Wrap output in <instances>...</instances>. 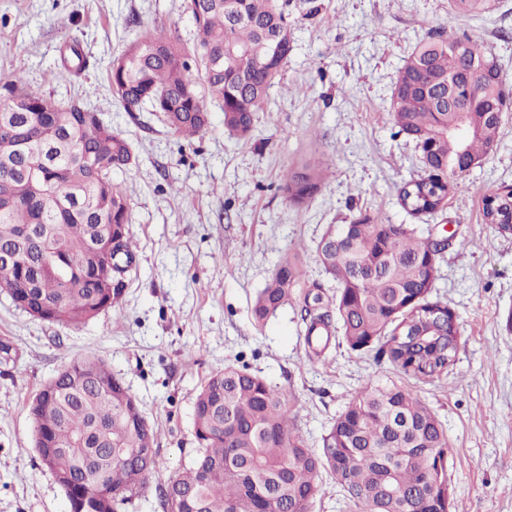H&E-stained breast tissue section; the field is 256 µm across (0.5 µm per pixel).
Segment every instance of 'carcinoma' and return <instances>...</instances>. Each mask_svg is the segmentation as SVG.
I'll list each match as a JSON object with an SVG mask.
<instances>
[{
  "label": "carcinoma",
  "mask_w": 512,
  "mask_h": 512,
  "mask_svg": "<svg viewBox=\"0 0 512 512\" xmlns=\"http://www.w3.org/2000/svg\"><path fill=\"white\" fill-rule=\"evenodd\" d=\"M290 0H185L195 28L192 44L147 29L112 57L108 84L127 112L148 106L175 133L200 138L211 127L209 106L224 131L239 140L254 133L270 88L294 49ZM455 13L481 15L490 0H448ZM467 37L437 31L418 43L392 87L398 133L415 142L424 176L445 197L450 176L470 171L497 145L500 122L486 107L512 110V87L497 60L482 81L462 94L456 79L472 67ZM61 65L82 74L90 66L78 43ZM468 108L474 132L454 130ZM0 293L30 316L65 326L85 324L119 305L124 274L136 244L128 225L130 203L112 171L135 161L130 144L81 99L58 101L16 77L0 81ZM324 169L302 161L282 175L289 202L306 204ZM495 231L512 225V185L482 195ZM324 274L337 284L322 295L314 284L303 297L308 347L331 340L336 319L341 342L353 352L388 356L405 376L429 380L448 373L434 334L406 344L398 329L414 328V309L431 300L443 249L410 224H388L360 211L331 224L317 244ZM301 278L295 258L284 257L253 304L261 322L293 301ZM433 301V300H431ZM440 314L451 308L435 300ZM40 461L63 489L70 512H118L159 468L155 432L137 400L103 359L91 356L60 370L29 405ZM197 456L162 494L170 512H311L329 474L346 502L361 512H445L453 449L437 414L393 380L359 390L336 416L315 452L305 446L292 396L232 364L212 372L193 406Z\"/></svg>",
  "instance_id": "1"
}]
</instances>
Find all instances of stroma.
Here are the masks:
<instances>
[{"label": "stroma", "mask_w": 512, "mask_h": 512, "mask_svg": "<svg viewBox=\"0 0 512 512\" xmlns=\"http://www.w3.org/2000/svg\"><path fill=\"white\" fill-rule=\"evenodd\" d=\"M324 4L326 20L296 24L293 52L252 139L225 133L216 110L209 131L189 142L155 113L124 111L106 72L144 29L192 39L184 0H0V78L21 77L58 100L83 98L131 145L135 164L112 180L128 195L137 245L119 306L89 323L48 324L0 294V337L18 352L16 363L0 364V512H68L38 459L29 404L64 366L89 356L108 363L156 432L159 468L126 512H165L160 486L196 456L195 396L229 363L293 394L297 430L314 451L357 391L405 382L448 430L453 512H512V236L486 224L481 203L483 193L512 184V111L502 115L496 150L453 178L444 210L415 220L397 191L421 175L419 152L389 112L400 69L438 30L471 37L512 84V0L477 16L450 12L448 0ZM74 41L90 61L77 77L60 60ZM304 159L332 168L298 208L281 175ZM361 210L415 223L424 237H452L434 291L459 327L447 375L406 379L387 356L334 342L314 355L297 302L256 322L253 301L284 256L300 258V291L317 283L335 293L316 245L327 225Z\"/></svg>", "instance_id": "35a3bbf8"}]
</instances>
